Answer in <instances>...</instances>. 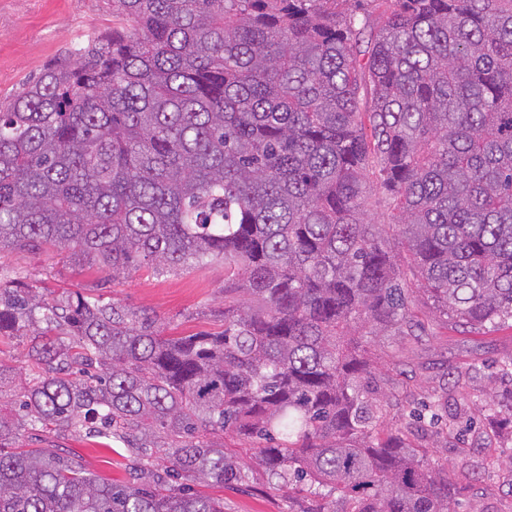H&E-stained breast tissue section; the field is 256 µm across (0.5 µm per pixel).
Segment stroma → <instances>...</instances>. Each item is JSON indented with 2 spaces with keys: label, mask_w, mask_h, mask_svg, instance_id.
Here are the masks:
<instances>
[{
  "label": "stroma",
  "mask_w": 512,
  "mask_h": 512,
  "mask_svg": "<svg viewBox=\"0 0 512 512\" xmlns=\"http://www.w3.org/2000/svg\"><path fill=\"white\" fill-rule=\"evenodd\" d=\"M117 23L109 0H0V102L20 92L49 66L68 63L75 48ZM0 281L23 282L53 298L68 290L102 303L150 313L163 335L188 336L213 331L224 309V264L157 275L144 266L111 279L96 266L72 265L45 249L0 255ZM417 336H386L377 348L374 383L388 396L394 414L421 415L417 445L437 444L424 464L445 467L458 487L457 512H512V429L503 427L493 403L512 388L504 363L512 356V324L471 332L436 318L426 296H418ZM472 364L458 387L448 375ZM448 407L433 417L430 403L440 389ZM63 456L116 485L132 480V469L147 457H130L121 442L104 447L96 438L68 434L56 438ZM240 457L249 479L219 489L198 484L199 494L219 496L224 512H294L293 487L268 480L251 451Z\"/></svg>",
  "instance_id": "obj_1"
}]
</instances>
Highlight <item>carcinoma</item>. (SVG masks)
<instances>
[{"instance_id": "obj_1", "label": "carcinoma", "mask_w": 512, "mask_h": 512, "mask_svg": "<svg viewBox=\"0 0 512 512\" xmlns=\"http://www.w3.org/2000/svg\"><path fill=\"white\" fill-rule=\"evenodd\" d=\"M112 0L120 25L0 105V252L49 246L116 278L224 261L246 294L218 330L161 336L117 303L0 284L29 339L0 403V512H224L258 444L295 512H455L418 417L376 425L380 336L414 301L512 319V0ZM27 428L167 465L129 486Z\"/></svg>"}]
</instances>
